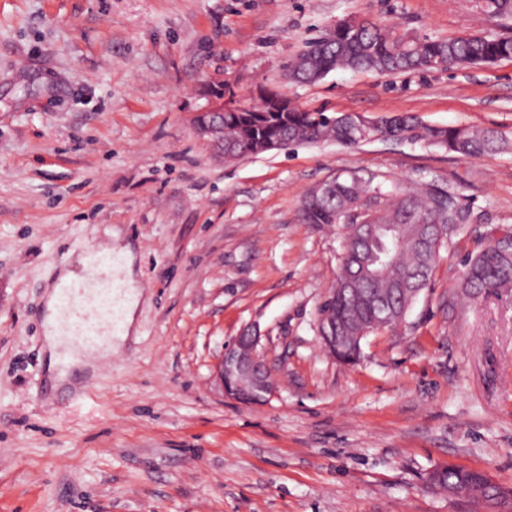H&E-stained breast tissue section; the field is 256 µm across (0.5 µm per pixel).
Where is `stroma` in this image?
I'll return each mask as SVG.
<instances>
[{
    "mask_svg": "<svg viewBox=\"0 0 512 512\" xmlns=\"http://www.w3.org/2000/svg\"><path fill=\"white\" fill-rule=\"evenodd\" d=\"M345 19L406 40L512 35L473 0H0V512H473L427 487L442 464L512 488V295L458 287L512 226V149L328 141L227 162L193 131L196 113L273 91L512 139V60L290 80ZM347 171L449 188L483 214L349 365L317 327L343 230L300 220L305 194ZM107 247L134 255L139 334L53 382L46 292ZM246 328L278 369L260 405L213 378Z\"/></svg>",
    "mask_w": 512,
    "mask_h": 512,
    "instance_id": "1",
    "label": "stroma"
}]
</instances>
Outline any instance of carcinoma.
<instances>
[{"label": "carcinoma", "mask_w": 512, "mask_h": 512, "mask_svg": "<svg viewBox=\"0 0 512 512\" xmlns=\"http://www.w3.org/2000/svg\"><path fill=\"white\" fill-rule=\"evenodd\" d=\"M477 7L492 17L512 18V0H476ZM512 58V37L468 35L448 39L406 41L393 31L366 20L359 27L338 28L309 41L287 66L293 81L315 83L329 72L341 68L402 73L433 69L438 65L485 66ZM277 96L263 103L226 112L224 106V141L237 146L236 158L246 156L251 144L273 139L284 148L332 140L343 145L361 143L360 132L350 116H329L322 110L296 107L286 112H270L268 107ZM375 133L385 139L424 142L464 158H478L501 152L512 143L494 129L467 127H433L408 114H394L380 122ZM356 172L328 180L326 190L309 191L303 200L301 217L306 224H390L393 231L380 229L377 239L366 244L358 236L345 238L344 250L349 262L342 266L337 278L349 283L348 293L336 296V315H354L373 320L392 305L407 304L402 292L395 288L399 278L407 277L414 288L424 289L431 280L439 253L420 246L430 231L429 225H444L449 240L468 224H479L482 215L463 204L459 197L442 188L428 187L423 192L385 190ZM381 252L382 264L373 278L358 272L355 258L373 260ZM465 276L461 284L466 294L477 296L485 290L512 289V252L502 251V240L492 238L490 244L465 260ZM487 478L479 471L445 468L437 484L442 487L474 488L485 485Z\"/></svg>", "instance_id": "cac0c4a2"}]
</instances>
